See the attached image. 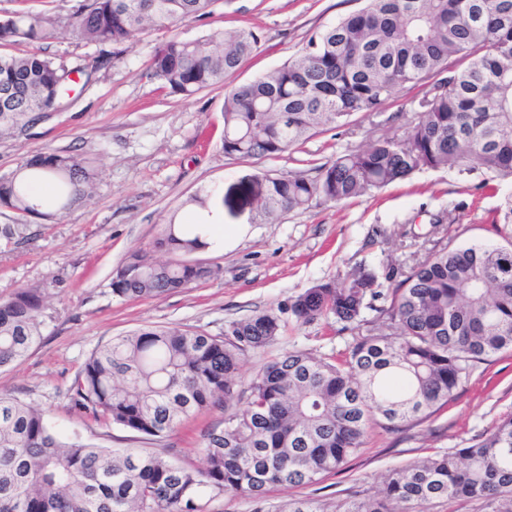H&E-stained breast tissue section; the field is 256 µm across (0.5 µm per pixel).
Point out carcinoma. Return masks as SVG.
<instances>
[{"mask_svg":"<svg viewBox=\"0 0 512 512\" xmlns=\"http://www.w3.org/2000/svg\"><path fill=\"white\" fill-rule=\"evenodd\" d=\"M214 3L92 0L67 24L58 15L16 13L0 18V44L59 35L119 44L148 27L203 17ZM259 42L249 28L172 38L155 50L149 75L189 98L224 83ZM445 71L448 77L438 78ZM64 73L39 52L0 54V88L17 94L13 107L0 109V136L28 135L61 100ZM429 82L422 111L402 136L338 155L310 178L263 174L260 222L430 169L482 168L492 181H512V0H365L311 38L298 59L232 88L224 101V154L275 157ZM47 175L64 188L61 208L91 200L96 172L89 161L40 152L0 179V204L22 216L40 214L32 183ZM493 223L505 244L442 246L388 293L376 272L358 269L292 299L288 312L297 323L332 319L353 334L345 356L291 351L238 387L241 356L282 332L272 310L233 323L222 336L147 326L93 350L70 391L73 407L98 421L161 438L195 413L224 410L201 469L162 452L64 441L40 410L0 394V512H211L224 495L250 500L253 512H323L310 498L271 511L267 489L315 483L363 446L370 423L427 418L448 405L475 363L512 352L511 198ZM154 248L192 254L200 243L171 221ZM219 272L136 251L113 271L112 293L160 297ZM382 298L389 305L375 306ZM42 302L34 288L0 301V368L21 360L39 336ZM367 309L388 332L360 333ZM435 500H480L484 512H512V414L463 448L391 470L374 495L347 500L336 512H413Z\"/></svg>","mask_w":512,"mask_h":512,"instance_id":"cac0c4a2","label":"carcinoma"}]
</instances>
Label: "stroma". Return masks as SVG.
Masks as SVG:
<instances>
[{"label":"stroma","mask_w":512,"mask_h":512,"mask_svg":"<svg viewBox=\"0 0 512 512\" xmlns=\"http://www.w3.org/2000/svg\"><path fill=\"white\" fill-rule=\"evenodd\" d=\"M362 5L363 0H217L209 16L171 30L148 28L117 45L111 66L77 81L51 119L26 137L0 138V177L11 176L23 157L39 152L81 155L98 172L92 199L71 209L61 211L50 202L43 216L24 217L0 207V227L24 226L14 238L0 236V301L28 288L43 295L41 335L22 360L0 369V393L42 411L63 438L114 449L157 444L177 460L198 465L207 435L224 426L221 410L191 415L155 443L73 408L70 386L94 349L146 326L220 336L231 323L277 310L285 329L271 347L245 353V383L264 363L288 352L338 355L352 343L351 332L339 324L300 325L288 315L289 301L306 289L363 266L397 282L435 248L495 241L492 220L512 196V181L491 191L479 171L426 170L372 194L258 223V200L250 190L255 177L269 171L314 176L316 167L336 155L402 133L417 115L421 86L398 94L383 111L359 112L342 126L321 129L279 156L225 155L229 91L295 60L311 37ZM239 27L255 30L260 43L223 85L185 99L148 77L155 49L167 40ZM17 50L75 67L98 56L101 47L54 37ZM206 190L224 226L245 228L224 249L196 253V260L220 268V275L162 297L114 295L113 271L131 252L151 251L169 221L196 219L192 199ZM509 412L512 353L504 352L475 364L443 411L391 429L372 426L343 470L309 486L271 487L267 503L275 507L309 497L333 512L337 503L374 494L388 471L464 447Z\"/></svg>","instance_id":"stroma-1"}]
</instances>
